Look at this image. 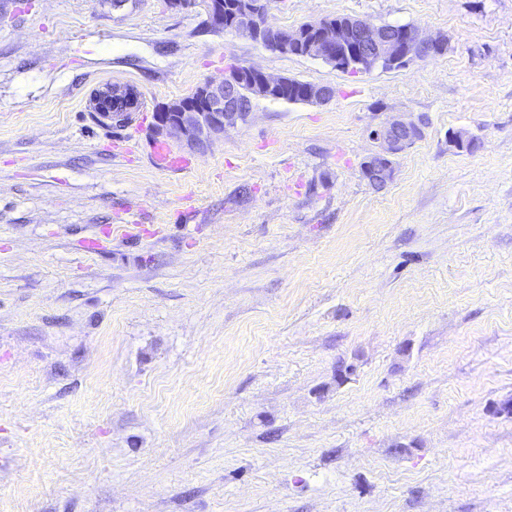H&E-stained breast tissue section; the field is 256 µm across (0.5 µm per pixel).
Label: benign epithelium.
<instances>
[{
    "mask_svg": "<svg viewBox=\"0 0 512 512\" xmlns=\"http://www.w3.org/2000/svg\"><path fill=\"white\" fill-rule=\"evenodd\" d=\"M269 0H207L211 24L228 33L242 34L265 48L285 55L301 54L320 59L342 71H371L405 64L414 58L441 53L440 38H426L415 28L398 30L392 25H373L352 18L347 22L322 20L280 35V29L268 22ZM246 86L257 97L288 100L286 87L298 89L299 102L326 104L334 97V89L289 77H272L254 66H231L219 82L208 81L190 95L154 112L153 131L157 136L174 137L192 152L208 149L212 141L228 126L247 121L239 94ZM138 92L130 86L106 83L95 90L91 103L100 121L122 122L136 108ZM124 111H116L117 103ZM423 134V123L396 119L373 131L381 143L380 152L362 165L363 177L377 189L385 187L394 174V157L411 146Z\"/></svg>",
    "mask_w": 512,
    "mask_h": 512,
    "instance_id": "1",
    "label": "benign epithelium"
}]
</instances>
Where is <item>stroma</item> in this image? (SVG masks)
<instances>
[{"instance_id":"1","label":"stroma","mask_w":512,"mask_h":512,"mask_svg":"<svg viewBox=\"0 0 512 512\" xmlns=\"http://www.w3.org/2000/svg\"><path fill=\"white\" fill-rule=\"evenodd\" d=\"M339 15L447 48L341 72L203 0H0V512H512V0L269 3ZM231 65L335 96L156 165V109ZM138 101L139 94L133 87L112 83H106L96 89L91 99L94 116L100 121L110 122L125 121L128 112L135 110ZM118 102L123 103L126 112H114ZM372 134L382 149L363 163L362 174L370 185L382 189L393 177L394 157L421 138L423 123L396 119L375 129Z\"/></svg>"}]
</instances>
